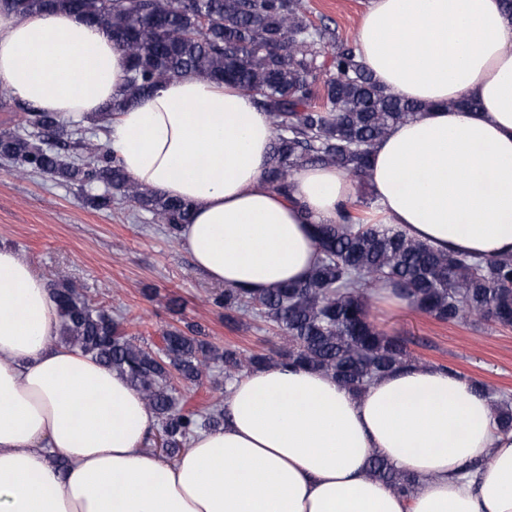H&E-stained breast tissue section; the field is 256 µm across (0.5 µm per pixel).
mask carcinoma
Wrapping results in <instances>:
<instances>
[{"label":"carcinoma","instance_id":"obj_1","mask_svg":"<svg viewBox=\"0 0 512 512\" xmlns=\"http://www.w3.org/2000/svg\"><path fill=\"white\" fill-rule=\"evenodd\" d=\"M0 7L20 15L72 13L112 35L124 52L125 78L123 93L97 113L102 129L161 82L188 72L252 94L277 130L266 184L283 192L293 170L306 164L334 165L362 179L372 146L423 110L379 86L344 41L330 62L320 60L336 33L314 25L303 0H195L182 9L174 0H0ZM16 104L25 115L17 127L0 130V159L17 175L101 187L85 196L97 210L112 209L116 190L120 201L151 214L169 241L180 240L190 220L186 202L132 181L116 153L77 136L81 122L68 125ZM315 239L323 259L303 281L261 295L226 288L208 298L230 321L238 316L270 326L281 340L270 351L220 347L196 323L167 328L158 346L138 344L123 322L93 307L66 279L53 289L61 342L127 377L159 419L155 447L173 458L197 429L224 425L220 403L189 409L181 392L216 370L220 387L257 367L301 366L362 393L374 378L417 362L405 340L380 330L371 316L374 295L388 284L438 321L512 328V253L488 259L444 253L352 215L343 225L315 226ZM476 386L492 395L486 384ZM494 407L499 428L511 431L512 396H494ZM370 472L402 494L417 484L378 457Z\"/></svg>","mask_w":512,"mask_h":512}]
</instances>
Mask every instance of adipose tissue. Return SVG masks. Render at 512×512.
Masks as SVG:
<instances>
[{
    "instance_id": "1",
    "label": "adipose tissue",
    "mask_w": 512,
    "mask_h": 512,
    "mask_svg": "<svg viewBox=\"0 0 512 512\" xmlns=\"http://www.w3.org/2000/svg\"><path fill=\"white\" fill-rule=\"evenodd\" d=\"M354 47L380 85L424 106L372 149L373 223L443 251L512 252L502 0H369ZM123 85V54L102 28L0 11V86L17 99L81 118ZM105 138L130 179L191 205L183 245L227 288L304 280L321 260L315 225L342 223L356 195L334 167L302 166L287 192L269 188L266 112L194 74L129 105ZM58 331L45 280L0 245V512H512V432L463 375L419 363L357 394L309 368L261 367L229 387L223 427L171 460L147 446L158 419L142 395ZM374 456L418 477L415 492L371 476Z\"/></svg>"
}]
</instances>
